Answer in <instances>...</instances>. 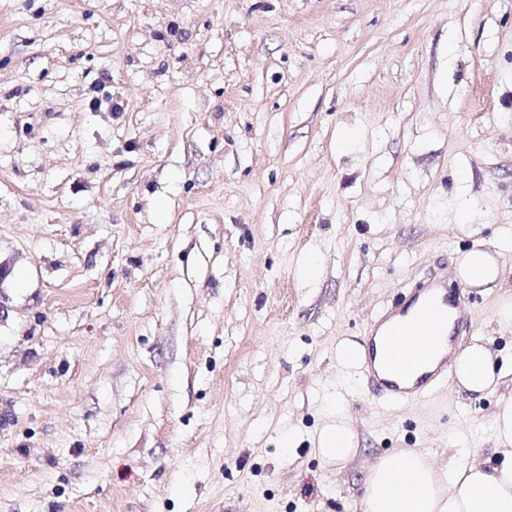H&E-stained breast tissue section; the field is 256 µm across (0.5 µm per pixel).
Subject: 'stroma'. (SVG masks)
Here are the masks:
<instances>
[{"label":"stroma","mask_w":512,"mask_h":512,"mask_svg":"<svg viewBox=\"0 0 512 512\" xmlns=\"http://www.w3.org/2000/svg\"><path fill=\"white\" fill-rule=\"evenodd\" d=\"M476 246L459 341L512 368V0H0V512H356L384 453L491 458L512 377L389 405L336 360ZM456 276L472 286L492 284L496 287L503 281L504 271L490 253L472 249L457 264ZM320 456L327 462L340 466L350 460L355 452V435L348 420L336 411V424L328 426L319 439Z\"/></svg>","instance_id":"35a3bbf8"}]
</instances>
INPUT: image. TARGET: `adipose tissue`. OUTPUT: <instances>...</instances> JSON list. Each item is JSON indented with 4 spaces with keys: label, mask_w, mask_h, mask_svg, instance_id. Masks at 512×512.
<instances>
[{
    "label": "adipose tissue",
    "mask_w": 512,
    "mask_h": 512,
    "mask_svg": "<svg viewBox=\"0 0 512 512\" xmlns=\"http://www.w3.org/2000/svg\"><path fill=\"white\" fill-rule=\"evenodd\" d=\"M456 275L472 286L499 285L504 271L483 250L467 252ZM451 373L457 387L480 395L495 392L508 371L496 365L484 338L453 355ZM494 464L477 449H460L448 465L415 449L381 455L370 465L360 500L361 512H512V397L500 401L493 420ZM320 456L343 464L355 452V435L344 416H337L319 439Z\"/></svg>",
    "instance_id": "1"
}]
</instances>
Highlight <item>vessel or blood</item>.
Here are the masks:
<instances>
[{"label": "vessel or blood", "instance_id": "b4317fda", "mask_svg": "<svg viewBox=\"0 0 512 512\" xmlns=\"http://www.w3.org/2000/svg\"><path fill=\"white\" fill-rule=\"evenodd\" d=\"M463 288L448 285L440 270L412 285L407 295L367 325L361 382L392 404L424 398L448 378L454 349L443 346L434 324L462 325Z\"/></svg>", "mask_w": 512, "mask_h": 512}]
</instances>
